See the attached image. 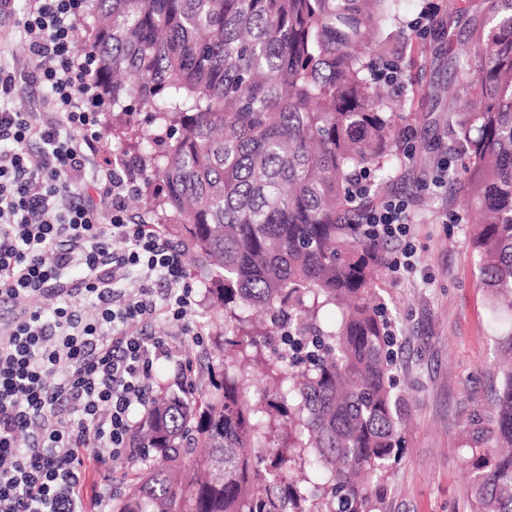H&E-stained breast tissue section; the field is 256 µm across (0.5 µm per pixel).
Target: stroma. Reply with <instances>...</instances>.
Segmentation results:
<instances>
[{
	"mask_svg": "<svg viewBox=\"0 0 512 512\" xmlns=\"http://www.w3.org/2000/svg\"><path fill=\"white\" fill-rule=\"evenodd\" d=\"M404 55L415 95L403 137L413 151L389 192L409 197L413 205L415 266L399 280L383 274L379 283L396 336L403 454L378 490L376 512H470L472 484L464 458L468 449L492 444L500 352L490 327V294L472 254L474 227L462 221L466 199L431 182L439 156L447 152L448 104L427 90L448 77V42L431 26L412 36ZM186 283L196 294L188 316L196 335L171 337L164 324L154 327L177 357L162 378L171 393L183 386V367H199L213 351L216 329L224 324L223 313L212 308L206 272L187 270ZM141 465L135 458L90 465L88 488L108 485L121 495Z\"/></svg>",
	"mask_w": 512,
	"mask_h": 512,
	"instance_id": "35a3bbf8",
	"label": "stroma"
}]
</instances>
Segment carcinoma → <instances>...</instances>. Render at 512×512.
Wrapping results in <instances>:
<instances>
[{"label":"carcinoma","instance_id":"obj_1","mask_svg":"<svg viewBox=\"0 0 512 512\" xmlns=\"http://www.w3.org/2000/svg\"><path fill=\"white\" fill-rule=\"evenodd\" d=\"M406 0H91L82 46L100 102L128 116L144 221L210 273L229 353L163 393L145 467L113 512H376L398 458L385 257L362 214L403 165ZM448 185L476 225L492 322L512 315V0H449ZM400 72L385 95L382 75ZM281 346L266 353L273 334ZM266 388L253 400L239 362ZM493 448H472V512H512V367Z\"/></svg>","mask_w":512,"mask_h":512}]
</instances>
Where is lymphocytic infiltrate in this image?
<instances>
[{
  "label": "lymphocytic infiltrate",
  "mask_w": 512,
  "mask_h": 512,
  "mask_svg": "<svg viewBox=\"0 0 512 512\" xmlns=\"http://www.w3.org/2000/svg\"><path fill=\"white\" fill-rule=\"evenodd\" d=\"M83 2L26 0L32 64L0 74V512H106L103 498L86 500L85 459L137 456L132 415L150 400L154 364L172 357L148 328L188 332L195 303L182 249L129 216L131 159L94 163L93 59L75 44ZM20 80L45 90L47 111H14ZM412 222L398 196L362 216L368 240L392 244L396 279L414 266ZM42 296L56 307L36 305ZM82 297L95 319L74 308Z\"/></svg>",
  "instance_id": "f902f5d3"
}]
</instances>
